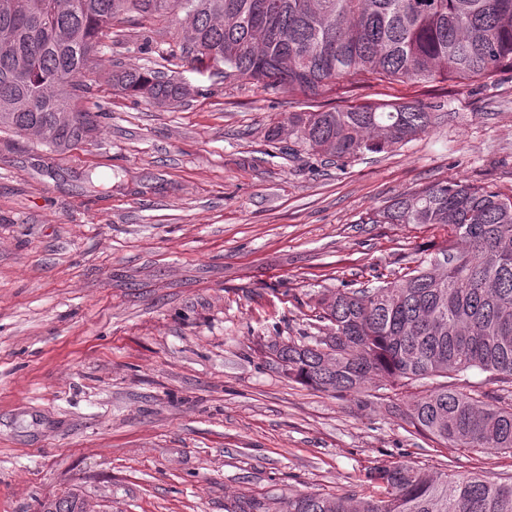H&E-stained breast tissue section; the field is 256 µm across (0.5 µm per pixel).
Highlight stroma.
<instances>
[{"label":"stroma","mask_w":512,"mask_h":512,"mask_svg":"<svg viewBox=\"0 0 512 512\" xmlns=\"http://www.w3.org/2000/svg\"><path fill=\"white\" fill-rule=\"evenodd\" d=\"M165 23L105 40L85 104L97 138L58 159L0 132V512L78 494L84 512H279L291 493H373L368 471L512 475V453L413 435L386 401L285 378L273 342L315 336L318 295L374 286L442 229L368 224L423 187L512 195V71L479 80L229 82L166 62ZM156 68L173 108L112 86ZM425 104L427 132L341 167L273 150L289 113Z\"/></svg>","instance_id":"35a3bbf8"}]
</instances>
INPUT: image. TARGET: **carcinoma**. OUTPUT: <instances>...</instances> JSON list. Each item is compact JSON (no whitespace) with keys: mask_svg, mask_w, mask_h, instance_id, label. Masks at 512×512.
Returning a JSON list of instances; mask_svg holds the SVG:
<instances>
[{"mask_svg":"<svg viewBox=\"0 0 512 512\" xmlns=\"http://www.w3.org/2000/svg\"><path fill=\"white\" fill-rule=\"evenodd\" d=\"M131 17L166 20L189 61L318 95L342 78L380 75L431 83L512 70V0H0V131L54 156L93 139L82 107L94 57ZM130 97L174 105L191 88L161 71L119 66ZM425 105L372 104L287 117L288 140L344 165L427 131ZM367 224H429L447 237L399 276L315 300L321 336L275 343L291 381L325 392H365L372 380L430 388L392 404L414 433L454 448L512 452V403L448 386L479 370L512 385V197L466 180L404 195ZM379 493L291 494L282 512H512V477L428 473L408 461L372 468ZM82 512L79 499L45 504Z\"/></svg>","mask_w":512,"mask_h":512,"instance_id":"cac0c4a2","label":"carcinoma"}]
</instances>
